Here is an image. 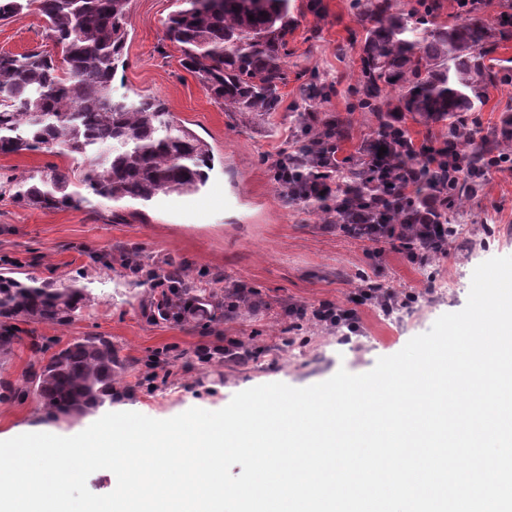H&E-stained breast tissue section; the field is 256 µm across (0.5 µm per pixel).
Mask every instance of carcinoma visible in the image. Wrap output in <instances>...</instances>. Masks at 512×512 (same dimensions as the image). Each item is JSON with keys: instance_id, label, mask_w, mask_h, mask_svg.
<instances>
[{"instance_id": "carcinoma-1", "label": "carcinoma", "mask_w": 512, "mask_h": 512, "mask_svg": "<svg viewBox=\"0 0 512 512\" xmlns=\"http://www.w3.org/2000/svg\"><path fill=\"white\" fill-rule=\"evenodd\" d=\"M167 37L181 51V65L193 73L224 111L252 120L276 111L288 73V35L303 10L319 15L323 0H177ZM130 0H0V19L33 8L46 20L52 50L0 52V155L23 151L84 160L83 171L52 166L0 185L22 206L69 208L84 200L80 188L112 203L144 207L162 197L201 191L214 167L208 144L175 120L165 101L112 95L124 65ZM362 26L361 72L356 107L372 115L376 147L408 159L416 151L409 129L395 115L425 127H440L466 159L483 166L507 141L508 128L492 139H472L460 116L478 112L486 90L512 76V60L498 70L485 65L500 43L512 40V24L491 22L477 3L450 23L441 19L444 0H352ZM347 128L331 123L310 131L304 152L320 140L341 141ZM344 179L359 195L374 186L364 158L345 167ZM392 224L403 220L409 200L380 189ZM179 279L156 292L149 311L182 324L224 316V296L198 287L180 264ZM94 296L81 276L56 285L36 276L0 271V356L22 341L17 323H70ZM127 368L112 341L84 336L39 362L17 392L34 394L48 419L72 422L118 400L116 377Z\"/></svg>"}]
</instances>
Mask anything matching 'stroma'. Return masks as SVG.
Instances as JSON below:
<instances>
[{
    "label": "stroma",
    "mask_w": 512,
    "mask_h": 512,
    "mask_svg": "<svg viewBox=\"0 0 512 512\" xmlns=\"http://www.w3.org/2000/svg\"><path fill=\"white\" fill-rule=\"evenodd\" d=\"M322 15L304 13L288 38V82L276 112L245 121L225 112L199 80L180 64L181 53L165 36L175 0H131L125 62L112 85L114 96L155 95L175 118L204 139L215 157L206 187L197 194L159 200L147 207L92 200L77 207L43 210L0 195V268H16L47 281L76 272L93 281L95 301L66 325L28 324L27 340L0 361V381L21 386L39 364L31 339L65 343L82 336L111 338L127 369L117 380L124 410L168 419L191 408L217 411L243 390L272 382L307 387L339 369L362 374L378 358L400 351L446 313L462 310L472 274L482 262L512 255V170L494 169L481 192L453 208L457 229L448 252L426 265L410 262L399 242L374 244L326 229L320 208L283 198L271 163L286 145L302 146L298 119L315 128L341 120L350 137L338 158L353 163L374 135L368 115L354 110L361 37L351 0H324ZM43 17L29 12L0 22V52L22 53L44 41ZM512 114V82L489 89L481 111L464 121L489 134ZM78 170L82 161L42 152L0 156V180L48 166ZM128 252L155 268L185 265L198 285L240 286L265 306L219 322L173 325L152 319L144 308L150 286L121 268H99L93 259L118 260ZM380 285L417 295L416 303L393 312L359 309L360 334L343 344L336 332L311 320L294 322L285 310L299 304L348 303L358 288ZM240 337L253 348L250 361L202 365L197 348L220 347ZM290 344H283V337ZM169 358L168 374L141 382L145 363ZM85 420L45 421L35 397H0V433L43 428L76 433Z\"/></svg>",
    "instance_id": "1"
}]
</instances>
